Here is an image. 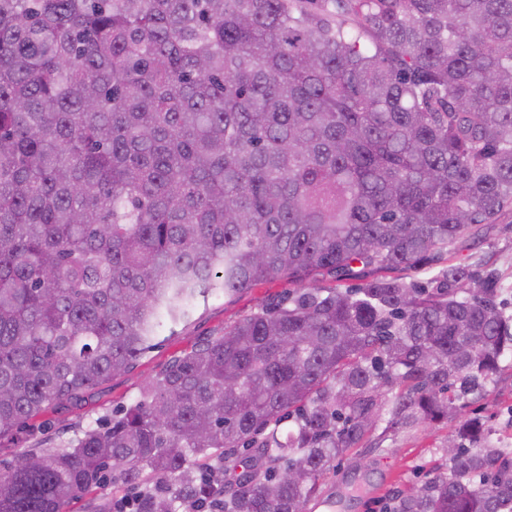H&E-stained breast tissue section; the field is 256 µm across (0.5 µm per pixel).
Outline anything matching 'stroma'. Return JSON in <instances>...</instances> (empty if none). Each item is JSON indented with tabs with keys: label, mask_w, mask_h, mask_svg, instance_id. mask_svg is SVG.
Returning <instances> with one entry per match:
<instances>
[{
	"label": "stroma",
	"mask_w": 512,
	"mask_h": 512,
	"mask_svg": "<svg viewBox=\"0 0 512 512\" xmlns=\"http://www.w3.org/2000/svg\"><path fill=\"white\" fill-rule=\"evenodd\" d=\"M449 261L482 274L495 272L501 285L500 303L512 315V214L460 242ZM295 287L287 277L277 276L232 297L220 292L209 296L195 306L188 320L164 324L151 348L128 371L90 390L77 404L46 410L14 434L0 438V470L24 451L61 447L125 408L170 361L244 316L286 298ZM497 378L498 385L489 386L486 399L469 411L486 420L493 447L512 448V354L503 357ZM452 431L449 424L419 427L387 434L374 446L352 449L320 479L315 496L318 512H388L396 492L418 489L434 476Z\"/></svg>",
	"instance_id": "stroma-1"
}]
</instances>
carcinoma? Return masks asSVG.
Segmentation results:
<instances>
[{
	"label": "carcinoma",
	"mask_w": 512,
	"mask_h": 512,
	"mask_svg": "<svg viewBox=\"0 0 512 512\" xmlns=\"http://www.w3.org/2000/svg\"><path fill=\"white\" fill-rule=\"evenodd\" d=\"M508 212L512 0H0V437L130 369L200 297L336 281L18 456L0 512H65L108 469L161 481L139 512H306L385 414L458 421L394 512H512V450L458 420L512 353L498 279L400 275ZM216 459L240 475L201 482Z\"/></svg>",
	"instance_id": "obj_1"
}]
</instances>
